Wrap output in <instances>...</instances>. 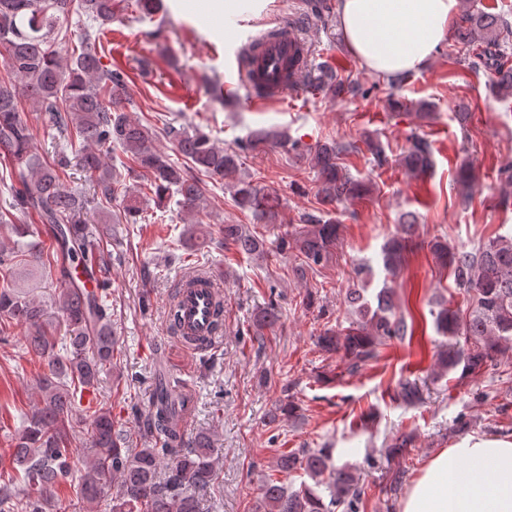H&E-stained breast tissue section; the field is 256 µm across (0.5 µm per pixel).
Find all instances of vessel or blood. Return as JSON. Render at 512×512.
I'll return each mask as SVG.
<instances>
[{
    "instance_id": "b4317fda",
    "label": "vessel or blood",
    "mask_w": 512,
    "mask_h": 512,
    "mask_svg": "<svg viewBox=\"0 0 512 512\" xmlns=\"http://www.w3.org/2000/svg\"><path fill=\"white\" fill-rule=\"evenodd\" d=\"M240 43L253 50L251 60L237 61L236 67L239 81L252 89L254 101L279 98L292 90L285 65L291 59L303 62L308 58V46L293 24L279 25L276 36L248 35ZM222 293L220 284L206 273L200 282L179 290L177 331L181 339L191 340L194 350L208 349L216 340L212 331L214 303Z\"/></svg>"
}]
</instances>
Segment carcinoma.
<instances>
[{"label": "carcinoma", "instance_id": "carcinoma-1", "mask_svg": "<svg viewBox=\"0 0 512 512\" xmlns=\"http://www.w3.org/2000/svg\"><path fill=\"white\" fill-rule=\"evenodd\" d=\"M72 2L0 0V55L9 73L0 80V168L8 174L0 179V191L11 198L9 207L0 211V224L10 226L16 236L11 247H0V341L12 326L24 327L26 353L48 366L37 384L35 409L11 439L8 464L23 474L28 486L39 490V495L20 503V512H45L51 489L68 479L79 463L83 474L76 489L78 512H95L100 498L112 489V512H199L198 493L213 487L216 480L211 437L205 432L189 436L181 429L167 386L157 387L152 413L142 424L152 447L134 453L115 431L111 407L98 401L84 403L85 395L97 390L101 373L112 367L116 338L108 283L103 280L89 290L73 277V270H106L112 253L104 246V229L84 217L81 192L64 186L68 166L64 152L51 162L35 152L34 126L22 103L31 104L43 129L87 145L78 163L93 184L99 206L108 210L113 200H119L133 224L153 219L144 209L145 186L154 193L155 205L161 207L174 197L179 209L192 215L203 208L205 179L231 182L236 206L252 215L255 227L224 225V243L258 259L268 257L270 248L256 225L273 223L275 211L269 193L239 177L241 152L269 142L281 144L287 138L258 130L246 143L224 149L199 129L190 132L168 123L164 133L175 157L155 150L151 125L127 112L126 74L103 66L88 28L81 29L70 54L62 56L63 45L70 42ZM116 6L115 0H78L77 11L104 26L112 22ZM309 7L313 16L329 21L330 0H309ZM451 39L466 51L481 46L478 63L492 73L491 92L502 101L512 100V64L504 51L512 44V24L471 4ZM289 76L299 85L316 87L333 101L356 89L329 66H305ZM403 81L400 77L387 83V102L394 111L403 107L398 95ZM363 143L376 165L387 163L379 137L368 135ZM117 147L127 155V176L139 180L138 185L124 183L108 161ZM359 150L355 143L336 140L317 146L312 161L321 205L334 207L371 191L342 163V156ZM401 163L417 176L426 174L433 167L431 143L424 137L411 138ZM456 184L462 197L472 195L475 175L465 162L456 171ZM33 215L47 226L54 245L43 244L37 226L27 223ZM414 230L409 221L405 235L383 243L386 275L393 277L402 267ZM338 236L339 225L319 208L301 214L299 223L283 229L276 253L295 250V271L303 276L306 269L329 260ZM429 246L438 264L454 277L456 287L471 298L466 313L446 305L433 313L437 331L455 340L452 349L441 353L440 364L447 372L458 368L464 374L479 372L512 350V231L496 234L474 251L453 248L437 238ZM52 272L61 282L53 296L59 321L50 317L47 305L31 291L18 287L22 281L35 288ZM344 304L351 315L348 326L324 329L317 344L324 352L340 355L351 373L376 359L380 347L414 337V324L396 315L386 287L373 302L363 291L351 288ZM278 319L274 307L266 308L254 322L253 334L263 335ZM396 397L414 407L422 403L423 390L418 380L406 378L399 381ZM297 409L287 394L270 421L294 416ZM271 468L286 475L306 474L315 486L290 491L273 475L263 474L258 512H359L358 478L352 467L333 464V449H292L276 457Z\"/></svg>", "mask_w": 512, "mask_h": 512}]
</instances>
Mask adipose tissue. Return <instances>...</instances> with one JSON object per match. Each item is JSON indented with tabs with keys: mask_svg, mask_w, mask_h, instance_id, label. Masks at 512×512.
Instances as JSON below:
<instances>
[{
	"mask_svg": "<svg viewBox=\"0 0 512 512\" xmlns=\"http://www.w3.org/2000/svg\"><path fill=\"white\" fill-rule=\"evenodd\" d=\"M458 0H339L348 50L379 76L426 68L448 38ZM401 512H512V440L468 435L431 457Z\"/></svg>",
	"mask_w": 512,
	"mask_h": 512,
	"instance_id": "ef3b65f1",
	"label": "adipose tissue"
}]
</instances>
